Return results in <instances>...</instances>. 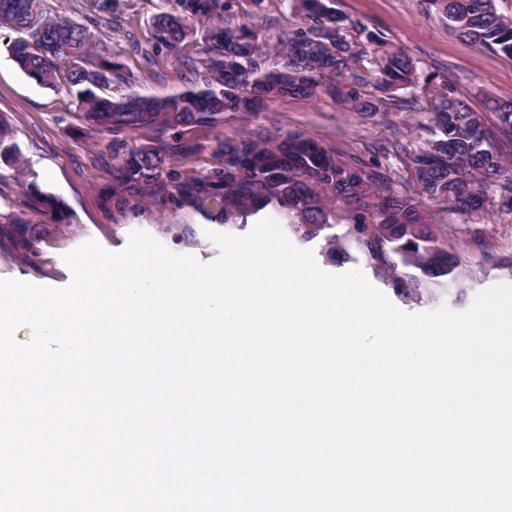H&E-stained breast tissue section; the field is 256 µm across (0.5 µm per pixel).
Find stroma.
Instances as JSON below:
<instances>
[{
    "instance_id": "obj_1",
    "label": "stroma",
    "mask_w": 512,
    "mask_h": 512,
    "mask_svg": "<svg viewBox=\"0 0 512 512\" xmlns=\"http://www.w3.org/2000/svg\"><path fill=\"white\" fill-rule=\"evenodd\" d=\"M336 8L377 29L388 47L404 51L419 66L438 74L476 111H486L488 99H512V59L450 35L438 15L421 11L418 0H336ZM160 9V0H125L116 17L94 26L124 72L134 75V90L143 95L175 94L186 82L185 68L171 53L154 47L152 19ZM17 36L9 25L0 26V121L12 129L22 153L19 164L0 162V278L66 286L71 273L63 261L65 254L92 239L108 250H122L135 230L148 232L173 253L205 263L214 260L219 251L205 234L211 223L192 209L170 199L116 207L111 132L91 128L65 89L40 86L19 69L9 51ZM146 51L155 61L149 71L142 65ZM259 122L267 128L305 131L366 163L374 159L371 145L396 140L415 149L430 137L420 113L394 109L363 119L327 98L276 102ZM247 124V119L230 116L213 128L189 129L188 137L199 147L191 165L199 170L208 167L215 143ZM30 181L65 202L66 222H55L41 212L26 189ZM19 217L27 219V226L16 225ZM433 232L440 248L453 257L455 270L451 276L423 283L415 301L394 294L388 278L366 267L360 256L344 263L328 261L321 237L308 247L325 271L362 269L396 306L411 313L442 305L462 311L479 291L512 285L511 215H491L477 223L456 215L450 223L434 225Z\"/></svg>"
}]
</instances>
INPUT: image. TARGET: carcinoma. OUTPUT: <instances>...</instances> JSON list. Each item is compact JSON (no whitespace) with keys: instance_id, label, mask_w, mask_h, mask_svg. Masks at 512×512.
Here are the masks:
<instances>
[{"instance_id":"1","label":"carcinoma","mask_w":512,"mask_h":512,"mask_svg":"<svg viewBox=\"0 0 512 512\" xmlns=\"http://www.w3.org/2000/svg\"><path fill=\"white\" fill-rule=\"evenodd\" d=\"M124 0H89L96 16L109 18ZM335 0H299L305 15L270 43L254 18L242 20L240 0H163L153 18V39L182 60L191 75L174 95L143 96L135 78L113 60L111 48L84 24L67 17H42L40 0H0V22L21 33L10 53L22 71L45 87L63 86L74 95L89 125L112 132V197L119 203L146 198L177 199L226 228L245 224L268 207L304 242L331 227L350 224L353 249L326 237L333 261L357 252L391 280L396 292L417 299L420 280L449 275L454 263L436 245L432 216L462 214L480 220L496 211L512 214V165L495 133L512 137V100L493 101L490 127L484 114L456 96L438 75L405 54L385 49L383 36L345 18ZM444 20L448 33L512 59V19L493 0H424ZM192 52L185 53L186 48ZM371 93L363 94V85ZM433 89L430 104L418 94ZM403 90L424 112L433 138L411 152L397 142L376 146L386 163L366 164L298 131L243 130L219 142L214 164L190 176L182 164L196 152L191 142L165 131L210 128L228 115L252 119L282 98L328 96L365 116L386 110ZM143 131L152 140L119 152L120 136ZM0 157L16 161L20 148L0 123ZM409 170L414 193L397 190L399 169ZM30 192L59 221L67 207L29 183ZM419 271L410 276L398 267Z\"/></svg>"}]
</instances>
